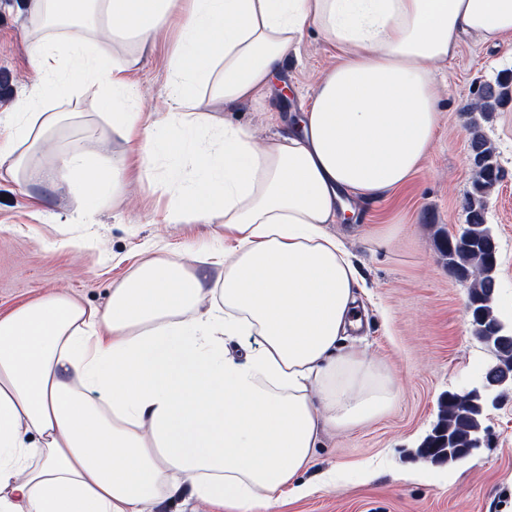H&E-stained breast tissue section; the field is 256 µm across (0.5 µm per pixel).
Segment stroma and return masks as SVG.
Returning a JSON list of instances; mask_svg holds the SVG:
<instances>
[{"label": "stroma", "instance_id": "35a3bbf8", "mask_svg": "<svg viewBox=\"0 0 512 512\" xmlns=\"http://www.w3.org/2000/svg\"><path fill=\"white\" fill-rule=\"evenodd\" d=\"M23 0H0V111L28 92L35 74L23 28ZM171 40L144 53L133 75L146 112L169 109ZM339 53L314 31L290 54L279 90L240 103L229 119L260 145L283 132L289 112H304ZM435 146L404 188L364 201L347 198L356 218L326 225L359 271L362 327L344 341L393 382L395 400L382 417L321 435L302 482L311 492L277 512H512V390L490 409L489 445L456 464L421 458L444 394L471 389L495 361L468 313L469 285L448 268L438 237L468 221L472 187L470 126L480 123L506 178L487 198L484 221L496 235L495 309L512 323V103L482 120L477 87L512 73V39L499 45L462 39L459 54L435 63ZM77 190L21 188L0 179V312L56 292L101 307L114 283L149 252L229 250L236 241L220 224H168L162 205L129 177L120 196L103 192L88 224L71 223Z\"/></svg>", "mask_w": 512, "mask_h": 512}]
</instances>
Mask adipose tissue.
<instances>
[{
    "instance_id": "adipose-tissue-1",
    "label": "adipose tissue",
    "mask_w": 512,
    "mask_h": 512,
    "mask_svg": "<svg viewBox=\"0 0 512 512\" xmlns=\"http://www.w3.org/2000/svg\"><path fill=\"white\" fill-rule=\"evenodd\" d=\"M37 75L0 123L16 184L78 188L75 224L137 168L170 224H220L237 245L154 253L108 303L64 293L0 315V512H153L188 491L234 512L306 495L325 429L384 414L386 374L342 336L361 326L358 271L325 233L341 193L377 198L429 157L433 64L463 36L512 38V0H24ZM170 110L135 102L134 56L101 32L154 45L172 14ZM342 53L287 133L260 146L212 113L267 96L308 30ZM106 124L46 154L83 84ZM128 154L107 157L112 140ZM165 162L173 180L156 177ZM193 179L178 180L183 170ZM224 276L208 283L206 267Z\"/></svg>"
}]
</instances>
